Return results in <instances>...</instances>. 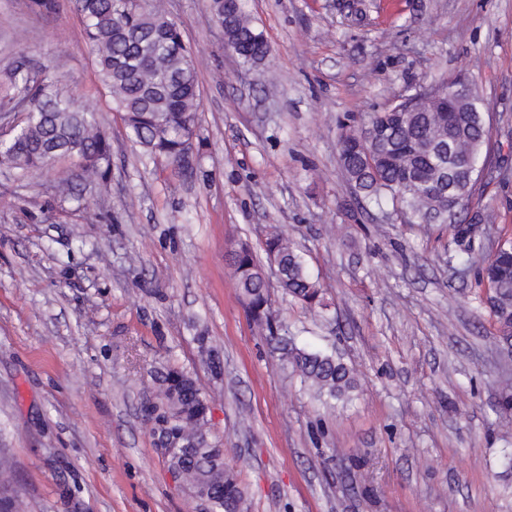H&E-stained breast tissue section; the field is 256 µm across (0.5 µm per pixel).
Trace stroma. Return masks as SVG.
Returning <instances> with one entry per match:
<instances>
[{
    "mask_svg": "<svg viewBox=\"0 0 512 512\" xmlns=\"http://www.w3.org/2000/svg\"><path fill=\"white\" fill-rule=\"evenodd\" d=\"M193 51L199 153L184 177L126 136L71 0H0V74L57 67L112 143L108 195L61 200L59 159L0 166V446L26 512H212L174 478L157 424L158 373L190 372L206 429L247 512H512V348L477 268L512 241V0H247L270 54L243 66L208 0H159ZM467 79L488 102L484 171L468 211L473 256L446 224L391 201L360 208L339 162L357 122L422 85ZM293 240L323 312L269 281L274 335L240 302L229 254ZM221 360L201 362L195 335ZM336 354L357 388L328 409L286 345ZM492 223H494L492 215L487 212H484L479 216L478 221L476 223H473V220H471L470 222H468L466 226L459 225L454 234L453 241L458 247L464 245V248H460V251L470 254L471 251L473 250L470 235L474 232L476 224ZM466 241H468L467 246L464 244V242Z\"/></svg>",
    "mask_w": 512,
    "mask_h": 512,
    "instance_id": "1",
    "label": "stroma"
}]
</instances>
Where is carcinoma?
I'll return each instance as SVG.
<instances>
[{"label": "carcinoma", "instance_id": "1", "mask_svg": "<svg viewBox=\"0 0 512 512\" xmlns=\"http://www.w3.org/2000/svg\"><path fill=\"white\" fill-rule=\"evenodd\" d=\"M212 20L223 29L237 57L249 66L263 63L266 42L245 9V0H209ZM84 18V34L103 85L112 95L113 109L122 114L132 141L153 157H161L182 175H191L196 155L198 81L192 53L178 23L156 4L140 0H71ZM472 112H437L424 102L398 103V112H379L357 129L340 136V165L354 193L376 203L389 199L412 222H422L429 212H441L457 199L469 196L486 130L484 103L474 96ZM11 104L27 112L26 121L0 140V165L30 174L51 161L71 159L75 177L97 194L108 193L112 146L97 123L94 108L47 70L34 71L21 62L0 78V105ZM475 223L458 226L456 246L469 254ZM266 255L279 259L278 282L283 293L312 308H323L319 285L310 277L304 259L281 234L265 243ZM237 288L247 303L257 328L274 334L269 308V285L262 265L250 248L240 245L231 255ZM485 304L498 336L512 342V242L498 244L497 252L481 268ZM199 353L210 371L220 361L206 337H197ZM288 363L319 397L349 400L355 379L350 367L333 355L294 347ZM162 389L176 391L180 406L166 402L155 407V420L172 432L184 431L205 454L182 461L170 456L171 468L181 471L191 487L204 486L214 496L215 512H242L244 491L236 474L224 468V452L204 430L208 404L189 373L169 367L160 373ZM13 461L0 448V509L23 512L13 486Z\"/></svg>", "mask_w": 512, "mask_h": 512}]
</instances>
